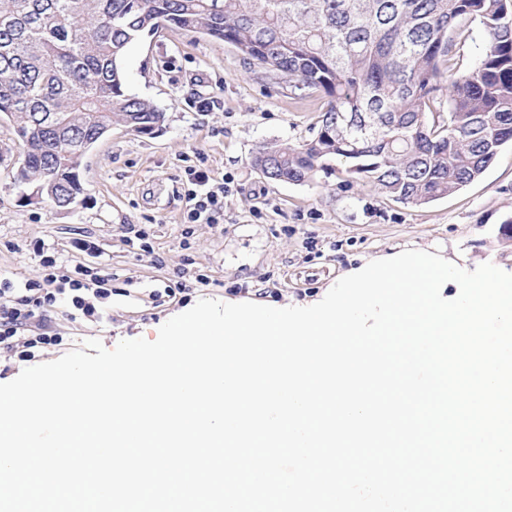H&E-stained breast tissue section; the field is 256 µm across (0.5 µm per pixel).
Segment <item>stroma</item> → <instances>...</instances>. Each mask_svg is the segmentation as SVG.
<instances>
[{"instance_id":"35a3bbf8","label":"stroma","mask_w":512,"mask_h":512,"mask_svg":"<svg viewBox=\"0 0 512 512\" xmlns=\"http://www.w3.org/2000/svg\"><path fill=\"white\" fill-rule=\"evenodd\" d=\"M123 69L129 91L153 101L166 121L142 136L113 126L84 158V192L69 210L28 202L31 186L13 179L21 145L11 123H0V273L40 278L48 254L112 277V306L101 322L55 318L70 348L90 338L109 349L123 339L155 340L163 323L203 298L302 302L360 258L405 244L445 246L472 265H512V240L499 233L512 218L511 144L479 179L421 206L349 180L335 160L312 181L271 183L252 163L256 148L312 138L321 98L293 95L231 44L184 31L164 29L131 44ZM190 166L223 180V223H188ZM139 229L149 250L127 243ZM78 239L95 243V252L75 250ZM174 288L179 296H171Z\"/></svg>"}]
</instances>
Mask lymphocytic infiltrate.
I'll return each mask as SVG.
<instances>
[{"label":"lymphocytic infiltrate","mask_w":512,"mask_h":512,"mask_svg":"<svg viewBox=\"0 0 512 512\" xmlns=\"http://www.w3.org/2000/svg\"><path fill=\"white\" fill-rule=\"evenodd\" d=\"M187 220L192 224L218 223L224 213V188L214 184L209 171L189 169ZM43 276L22 283L0 274V350L28 362L34 348L63 346L52 330V317L101 321L112 296V277L101 268L66 267L57 257L44 256Z\"/></svg>","instance_id":"f902f5d3"}]
</instances>
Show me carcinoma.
Masks as SVG:
<instances>
[{"instance_id": "carcinoma-1", "label": "carcinoma", "mask_w": 512, "mask_h": 512, "mask_svg": "<svg viewBox=\"0 0 512 512\" xmlns=\"http://www.w3.org/2000/svg\"><path fill=\"white\" fill-rule=\"evenodd\" d=\"M464 19L479 20L486 44L458 74L449 54ZM161 28L224 41L291 93L324 95L313 138L257 149L270 182H309L342 159L418 206L479 178L512 142V0H0V118L24 145L17 183L68 206L112 124L161 126L165 113L129 93L121 67Z\"/></svg>"}]
</instances>
